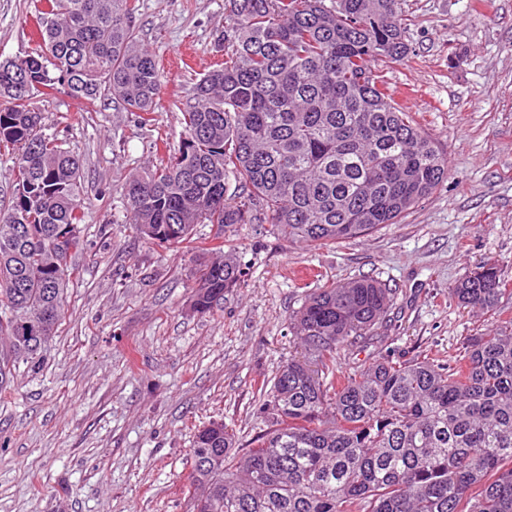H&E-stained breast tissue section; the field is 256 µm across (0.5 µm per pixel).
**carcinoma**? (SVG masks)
<instances>
[{"mask_svg": "<svg viewBox=\"0 0 512 512\" xmlns=\"http://www.w3.org/2000/svg\"><path fill=\"white\" fill-rule=\"evenodd\" d=\"M225 5L224 62L178 101L182 143L124 186L148 243L180 248L198 224L256 222L291 242L342 243L399 223L448 178V158L376 70L408 53L400 0ZM134 13L133 0H46L40 52L0 62V146L18 151L0 210V393L17 365L42 369L82 245L80 160L27 101L61 85L90 110L110 99L147 121L164 76ZM212 250L194 274L198 314L244 284L234 249ZM450 294L494 319L451 362L387 356L339 372L338 350L368 338L390 292L368 278L318 289L291 318L305 355L262 386L257 444L238 448L222 421L195 434L189 512H512V289L481 263Z\"/></svg>", "mask_w": 512, "mask_h": 512, "instance_id": "cac0c4a2", "label": "carcinoma"}]
</instances>
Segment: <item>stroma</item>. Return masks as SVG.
I'll list each match as a JSON object with an SVG mask.
<instances>
[{
    "mask_svg": "<svg viewBox=\"0 0 512 512\" xmlns=\"http://www.w3.org/2000/svg\"><path fill=\"white\" fill-rule=\"evenodd\" d=\"M164 71L148 124L112 101L85 111L67 90L32 95L45 134L81 162L85 217L62 320L39 374L0 394V512H186L199 427L224 420L239 447L264 434L262 382L295 356L290 319L316 289L368 277L393 288L371 340L379 356L448 360L486 317L449 293L477 264L512 283V0H401L408 55L383 74L448 158L449 175L397 224L313 249L265 224L227 232L245 273L218 310L190 308L193 253L145 241L123 186L184 138L176 108L218 59L224 0H136ZM31 0H0V61L34 53Z\"/></svg>",
    "mask_w": 512,
    "mask_h": 512,
    "instance_id": "1",
    "label": "stroma"
}]
</instances>
